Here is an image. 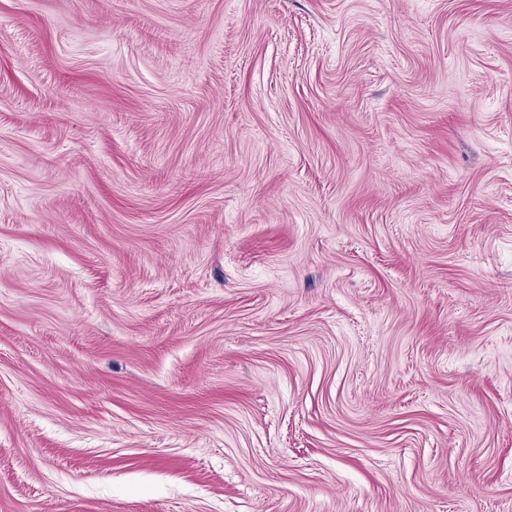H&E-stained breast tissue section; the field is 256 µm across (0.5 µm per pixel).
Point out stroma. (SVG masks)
I'll use <instances>...</instances> for the list:
<instances>
[{
    "mask_svg": "<svg viewBox=\"0 0 512 512\" xmlns=\"http://www.w3.org/2000/svg\"><path fill=\"white\" fill-rule=\"evenodd\" d=\"M0 512H512V0H0Z\"/></svg>",
    "mask_w": 512,
    "mask_h": 512,
    "instance_id": "stroma-1",
    "label": "stroma"
}]
</instances>
